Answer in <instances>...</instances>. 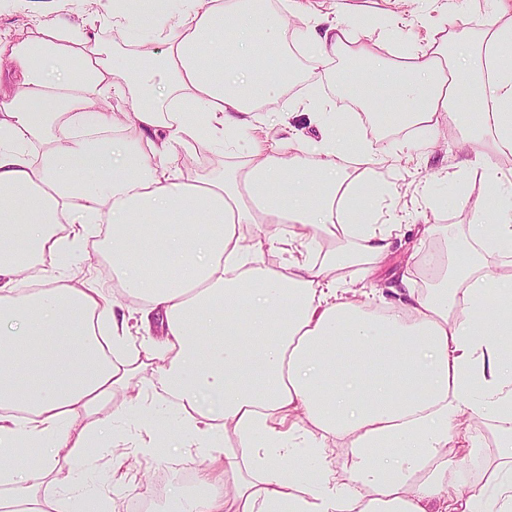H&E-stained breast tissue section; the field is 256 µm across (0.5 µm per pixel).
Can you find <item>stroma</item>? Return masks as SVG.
<instances>
[{
  "label": "stroma",
  "instance_id": "1",
  "mask_svg": "<svg viewBox=\"0 0 512 512\" xmlns=\"http://www.w3.org/2000/svg\"><path fill=\"white\" fill-rule=\"evenodd\" d=\"M322 13L335 15L337 22L353 30L368 54L392 59L399 44L425 48L443 32H455L477 39L489 23L512 22V12L500 14L494 0H313ZM94 0H0V35L18 38L26 35L34 20L58 25L81 24L85 12L95 9ZM313 98L332 104L331 115L347 116L363 126L365 137L377 153L379 179L388 187L379 196L371 220L386 223L390 212L405 214L406 225L395 239L387 257L375 265L352 263L333 270L332 276L347 300L379 311L391 301V287L405 285L428 292L435 281L427 259L447 260L464 245L468 227L485 203L487 188L496 171L512 170V155L494 159V170L473 163L468 145L458 129L448 123L435 128L400 123L395 114H372L363 100L348 101L340 87L329 78L300 68L298 79L289 86L285 99L290 102L280 125L266 128L270 141L285 137L294 144L320 138L326 124L320 115L298 107V100ZM249 159V143L240 140L229 150L207 149L181 152L185 176L208 179L239 168ZM107 253L97 235H88L75 248L74 267L79 279L96 278L108 288L117 280L107 271ZM140 397L145 405L160 402L179 412L178 399L163 385L160 361L146 363L125 389L115 393L113 412L123 411L128 400ZM460 424L485 450L484 466L499 461L503 422L471 410ZM227 438L225 447L177 448L148 451L141 447L134 420L116 422L111 441H97L84 450L85 477L95 483L112 512H129L135 498L152 493L164 484L166 493L181 488L178 474L183 469L201 472L212 458L223 456L234 447Z\"/></svg>",
  "mask_w": 512,
  "mask_h": 512
}]
</instances>
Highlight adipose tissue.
<instances>
[{"label": "adipose tissue", "instance_id": "adipose-tissue-1", "mask_svg": "<svg viewBox=\"0 0 512 512\" xmlns=\"http://www.w3.org/2000/svg\"><path fill=\"white\" fill-rule=\"evenodd\" d=\"M81 25L36 22L0 38V512H97L77 483L42 497L32 469L76 471L88 439L112 433L101 412L129 383V316L96 281L71 284L69 242L103 224L112 272L141 325L162 318L154 356L188 417L163 447H235L199 475L200 491L166 512H512V275L485 271L482 254L512 255V206L494 231L477 223L428 293L397 291L387 314L343 300L331 268L389 253L385 224H339L336 210L369 214L372 195L346 186L338 158L379 164L359 131L339 123L313 146L258 132L296 74L287 17L309 13L301 51L340 86L397 88L407 123L455 124L475 161L512 148V23L489 25L451 65L447 44L402 50L373 71L337 68L364 56L351 34L302 0H98ZM151 30L161 57L130 53L123 69L97 46L106 26ZM131 101L125 121L102 100ZM491 99L483 112L471 99ZM250 139L251 160L230 176L190 180L181 148ZM273 224L290 237L267 238ZM332 240L323 261L260 267L263 248ZM481 410L507 422L491 481L463 485L448 444L456 418ZM351 440L338 476L325 440ZM37 449L32 465L12 458Z\"/></svg>", "mask_w": 512, "mask_h": 512}]
</instances>
